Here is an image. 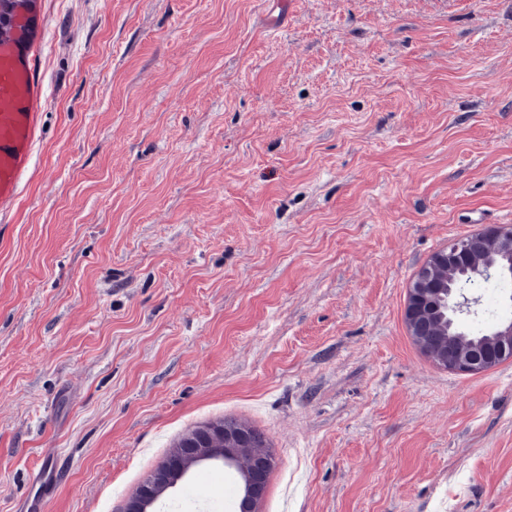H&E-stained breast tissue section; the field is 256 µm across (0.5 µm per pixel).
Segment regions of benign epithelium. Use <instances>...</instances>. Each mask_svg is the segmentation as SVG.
I'll return each instance as SVG.
<instances>
[{
	"label": "benign epithelium",
	"mask_w": 512,
	"mask_h": 512,
	"mask_svg": "<svg viewBox=\"0 0 512 512\" xmlns=\"http://www.w3.org/2000/svg\"><path fill=\"white\" fill-rule=\"evenodd\" d=\"M470 251L473 259L468 269L473 276L498 274L512 275V226L499 224L473 232L461 243H454L434 253L414 277L407 294L404 309L405 324L415 345L434 362L453 372L480 373L496 366L497 358L487 357L473 361L460 357L453 347H448L442 358H437L430 348L431 340L424 327L441 311V307L429 300V284L440 272L444 262L453 267L459 257ZM448 309V335L456 334V322L469 305L468 300H459V292L448 288V297L443 299ZM213 430L206 429L183 448H178L149 477L145 485L129 495L123 512H154L155 504L174 488L190 470L211 462L236 463L238 449L246 447V435L235 428H224V435L212 437ZM269 457L252 459L240 478V493L245 512H256L258 503L266 491Z\"/></svg>",
	"instance_id": "1"
}]
</instances>
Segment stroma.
<instances>
[{"label": "stroma", "instance_id": "stroma-1", "mask_svg": "<svg viewBox=\"0 0 512 512\" xmlns=\"http://www.w3.org/2000/svg\"><path fill=\"white\" fill-rule=\"evenodd\" d=\"M36 0L42 138L0 213V512H123L195 425L258 512H512V359H428L437 251L512 225V0ZM477 282L473 333L512 319ZM234 469L157 512H235ZM270 455L255 456L240 478V493L243 500L242 510L256 512L258 503L266 491L269 474L268 461Z\"/></svg>", "mask_w": 512, "mask_h": 512}]
</instances>
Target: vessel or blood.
Here are the masks:
<instances>
[{
	"label": "vessel or blood",
	"mask_w": 512,
	"mask_h": 512,
	"mask_svg": "<svg viewBox=\"0 0 512 512\" xmlns=\"http://www.w3.org/2000/svg\"><path fill=\"white\" fill-rule=\"evenodd\" d=\"M43 32L31 0H19L0 25V211L14 203L40 136L46 92L35 51Z\"/></svg>",
	"instance_id": "obj_1"
}]
</instances>
